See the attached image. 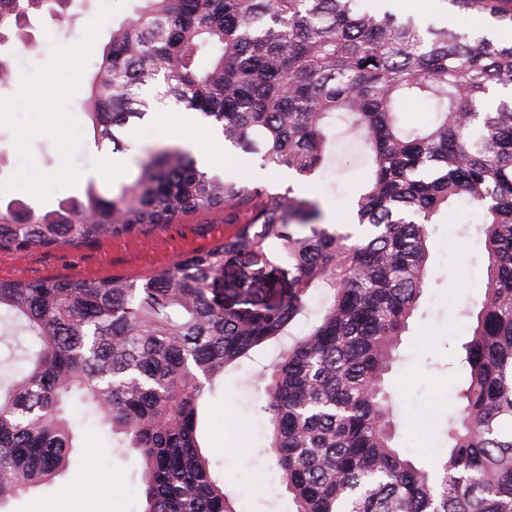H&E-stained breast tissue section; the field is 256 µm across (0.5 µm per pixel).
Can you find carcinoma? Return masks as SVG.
<instances>
[{"label":"carcinoma","mask_w":512,"mask_h":512,"mask_svg":"<svg viewBox=\"0 0 512 512\" xmlns=\"http://www.w3.org/2000/svg\"><path fill=\"white\" fill-rule=\"evenodd\" d=\"M73 2L0 0V48L37 16L66 19ZM448 3L457 27L360 0H137L112 26L86 100L96 146L122 153L128 125L179 109L262 166L312 180L342 120L372 177L344 232L314 223L319 201L293 185L271 196L175 144L145 150L110 197L90 182L48 209L0 202V246L25 251L261 200L224 244L140 284L0 280V320L39 344L0 385V504L67 469L78 393L142 459L143 512H236L202 451L200 409L228 366L274 342L267 450L295 512H512V96L490 101L512 84V43L462 32L477 19L512 30V0ZM414 101L431 104L430 122L404 123ZM463 196L482 214L487 275L447 455L431 472L394 445L385 375L423 294L428 226ZM285 224L303 233L287 237ZM242 253L288 261L292 288L277 306H224L214 283Z\"/></svg>","instance_id":"obj_1"}]
</instances>
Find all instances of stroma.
<instances>
[{
  "mask_svg": "<svg viewBox=\"0 0 512 512\" xmlns=\"http://www.w3.org/2000/svg\"><path fill=\"white\" fill-rule=\"evenodd\" d=\"M133 3L78 0L72 24L48 17L34 22L32 53L21 56L10 85L0 89L6 105L0 112V198L47 208L81 193L90 181L108 196L133 174L136 151L169 142L168 133L149 119L128 126L124 139L129 151L113 154L109 148L96 147L83 112L112 24L129 15ZM209 148L223 158L225 176L259 183L272 194L288 184L287 171L262 167L259 155L225 142L221 134H214ZM369 176L357 143L345 135L336 144L330 169L300 187L306 196L320 199L326 223L341 228ZM244 219L240 213L228 224L223 212L198 210L172 224L78 247L0 249V280H138L191 253L218 246ZM481 221L479 213L461 203L431 225L427 287L403 336L400 359L386 376L398 416L396 445L426 467L445 454L448 417L467 378L461 362V345L471 324L467 313L484 298L483 287L471 286L467 277L485 276L487 267L476 232ZM290 282L285 262L243 255L225 267L218 285L224 290L225 305L256 310L279 304ZM278 351L275 345L262 347L237 367L227 368L223 384L203 408L202 440L211 469L223 476L237 512H293L275 463L265 451L267 399L257 381ZM68 414L80 436L68 469L53 484L10 500L0 512H34L35 506L61 501L78 485L86 493L72 512H142L140 457L118 448L109 428L79 400H72Z\"/></svg>",
  "mask_w": 512,
  "mask_h": 512,
  "instance_id": "35a3bbf8",
  "label": "stroma"
}]
</instances>
